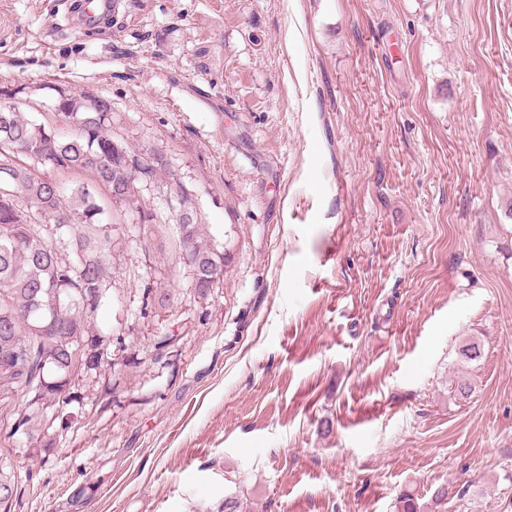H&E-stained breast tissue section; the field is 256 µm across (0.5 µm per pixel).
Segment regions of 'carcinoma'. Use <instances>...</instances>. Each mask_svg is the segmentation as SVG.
Masks as SVG:
<instances>
[{
  "mask_svg": "<svg viewBox=\"0 0 512 512\" xmlns=\"http://www.w3.org/2000/svg\"><path fill=\"white\" fill-rule=\"evenodd\" d=\"M104 99L63 95L61 121L71 128L38 141L35 122L8 101L0 103V190L13 209L0 207V406L20 394L28 407L18 414L27 443L38 447L65 410L83 397L72 381L112 368V337L96 332L95 318L114 274L112 225L89 185L63 186L40 176L59 166L108 184L135 185L147 164L112 134V115L96 111ZM178 253L194 260L195 291L205 298L212 276H224V257L204 236L202 225L176 221ZM20 468L0 453V512H11ZM396 512H421L410 491L396 498Z\"/></svg>",
  "mask_w": 512,
  "mask_h": 512,
  "instance_id": "1",
  "label": "carcinoma"
}]
</instances>
